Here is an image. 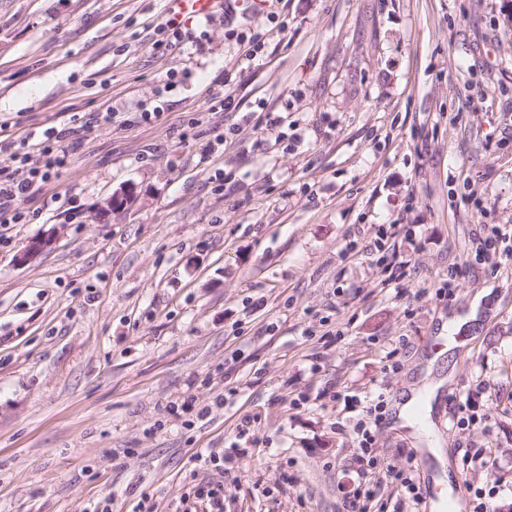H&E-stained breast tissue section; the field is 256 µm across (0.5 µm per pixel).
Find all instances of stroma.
Masks as SVG:
<instances>
[{
  "instance_id": "35a3bbf8",
  "label": "stroma",
  "mask_w": 512,
  "mask_h": 512,
  "mask_svg": "<svg viewBox=\"0 0 512 512\" xmlns=\"http://www.w3.org/2000/svg\"><path fill=\"white\" fill-rule=\"evenodd\" d=\"M511 14L225 0L159 53L172 0H0V142L115 114L75 128L0 244V512H210L191 491L217 484L224 512H347L372 482L367 512H422L358 468L355 425L439 335L443 488L512 512V240L497 269L475 253L485 226H512ZM234 31L260 37L254 60ZM128 184L137 201L98 219ZM374 436L380 467L420 482L437 465L389 417ZM476 451L488 466L464 465ZM56 234L57 232L53 230L41 237L30 240L25 247L17 253L15 262L20 266L29 264L52 245Z\"/></svg>"
}]
</instances>
